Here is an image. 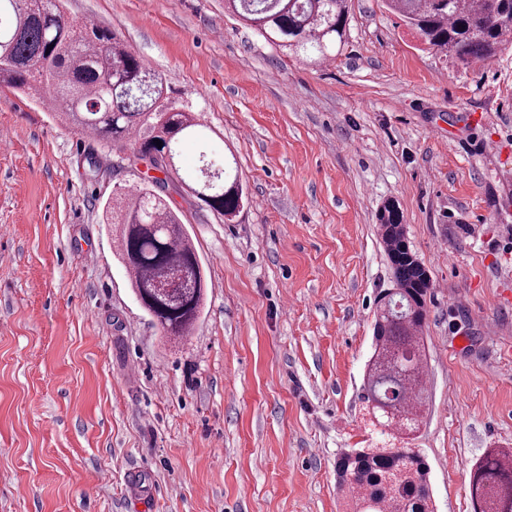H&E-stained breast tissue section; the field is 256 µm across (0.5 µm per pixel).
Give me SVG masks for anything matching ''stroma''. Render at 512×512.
Here are the masks:
<instances>
[{
  "instance_id": "1",
  "label": "stroma",
  "mask_w": 512,
  "mask_h": 512,
  "mask_svg": "<svg viewBox=\"0 0 512 512\" xmlns=\"http://www.w3.org/2000/svg\"><path fill=\"white\" fill-rule=\"evenodd\" d=\"M64 9L163 77L200 122L182 167L234 155L246 202L228 222L169 187L207 295L168 340L103 218L151 174L0 89V512H351L336 460L380 442L361 394L390 202L433 282L413 445L435 512H472L474 463L512 448V48L463 66L383 0H349L329 63L283 56L224 0Z\"/></svg>"
}]
</instances>
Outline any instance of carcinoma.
Here are the masks:
<instances>
[{
  "instance_id": "cac0c4a2",
  "label": "carcinoma",
  "mask_w": 512,
  "mask_h": 512,
  "mask_svg": "<svg viewBox=\"0 0 512 512\" xmlns=\"http://www.w3.org/2000/svg\"><path fill=\"white\" fill-rule=\"evenodd\" d=\"M423 44L462 64L485 61L512 44V0H385ZM62 0H0V87L34 91L76 130L160 166L164 178L117 194L105 207L119 227L117 254L135 298L163 335L189 336L201 314L206 283L202 264L180 216L164 198L169 181L224 217L243 203L228 158L180 174L182 142L199 126L172 104L162 76L114 33L81 26ZM224 9L274 49L324 63L346 44L347 0H224ZM160 140L156 145L154 140ZM219 175L208 179L205 170ZM394 288L377 299L373 352L363 399L380 434L408 439L419 429L427 402L423 328L430 276L410 249L399 208L378 215ZM340 486L352 512H434L428 468L404 446L357 448L337 461ZM473 512H512V448L487 451L469 484Z\"/></svg>"
}]
</instances>
